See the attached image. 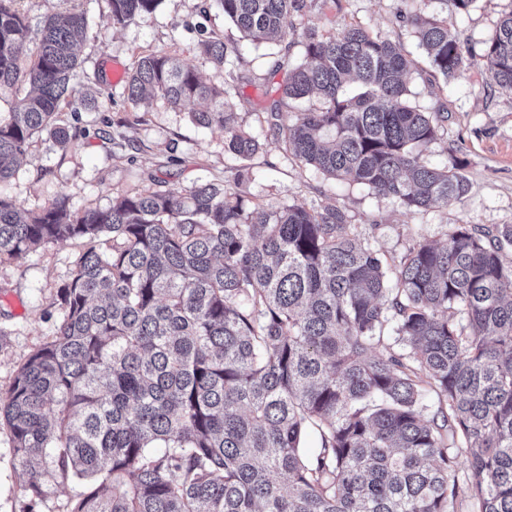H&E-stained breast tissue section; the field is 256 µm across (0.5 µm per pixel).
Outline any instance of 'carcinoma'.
Here are the masks:
<instances>
[{
    "mask_svg": "<svg viewBox=\"0 0 512 512\" xmlns=\"http://www.w3.org/2000/svg\"><path fill=\"white\" fill-rule=\"evenodd\" d=\"M0 0V183L38 132L79 97L71 85L84 13L45 17L33 53L27 17ZM160 0H109L112 24L153 14ZM252 45L284 41L306 0H207ZM445 79L469 67L438 17H408ZM304 60L282 99L317 95L290 116L271 110L275 140L334 179L407 211L460 204L469 192L454 156L423 157L442 115L413 105L408 60L360 25L304 33ZM216 66L239 52L200 44ZM512 90V12L483 55ZM240 76L206 84L165 53L141 57L129 99L159 92L224 131L247 158L259 142L226 102ZM84 239L58 287L61 320L18 370L0 420L39 498L50 474L89 487L72 512H512V224L454 226L390 269L336 206H252L220 183L130 193L78 211L56 198L21 215L0 193V257ZM437 400L430 417L427 396ZM319 448L304 452L310 433Z\"/></svg>",
    "mask_w": 512,
    "mask_h": 512,
    "instance_id": "carcinoma-1",
    "label": "carcinoma"
}]
</instances>
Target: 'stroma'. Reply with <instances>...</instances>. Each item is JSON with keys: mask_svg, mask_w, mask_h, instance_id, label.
Here are the masks:
<instances>
[{"mask_svg": "<svg viewBox=\"0 0 512 512\" xmlns=\"http://www.w3.org/2000/svg\"><path fill=\"white\" fill-rule=\"evenodd\" d=\"M201 5L202 0H161L149 17L116 27L108 0H16V9L35 30L54 10L75 9L88 19L79 47L80 66L72 79L81 100L60 114L71 139L61 145L48 133L34 135L5 188L22 210L38 211L59 197L79 210L104 208L135 191L224 183L233 169L244 168L252 175L242 186L251 203L336 205L390 261L415 243L444 242L458 224H512V91L490 83L480 58L500 19L512 12V0H475L465 12L444 0H312L311 8L288 20L294 43L244 45L224 69L203 55L199 45L210 37L233 44L240 34L221 10L205 12ZM403 8L447 20L464 50L473 54L462 77L447 82L433 72L413 28L398 16ZM355 23L403 46L411 60L407 82L413 103L426 112L445 108L443 129L423 154L433 164L451 156L458 160L469 183L463 203L407 211L391 199L335 182L300 163L269 132L268 112L281 99L280 69L302 61L303 33L313 28L329 36ZM157 52L172 55L208 83L222 84L228 68L240 75L229 100L243 129L261 144L254 156H235L223 131L192 122L191 114L201 110V102L175 108L155 94L135 104L127 98L125 83H110L113 65L127 69L139 57ZM83 249V241L69 239L0 261V397L8 394L28 357L51 340L60 320L56 289ZM26 481L10 430L0 422V512H72L87 488L83 481L51 479L45 493L34 498Z\"/></svg>", "mask_w": 512, "mask_h": 512, "instance_id": "obj_1", "label": "stroma"}]
</instances>
